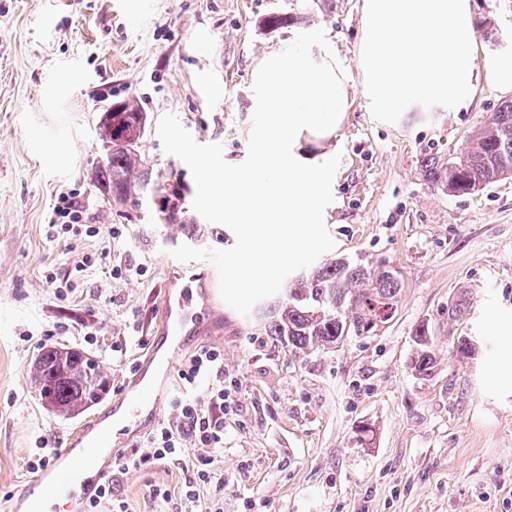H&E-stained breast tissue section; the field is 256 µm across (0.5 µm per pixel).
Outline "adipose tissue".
I'll return each mask as SVG.
<instances>
[{"mask_svg": "<svg viewBox=\"0 0 512 512\" xmlns=\"http://www.w3.org/2000/svg\"><path fill=\"white\" fill-rule=\"evenodd\" d=\"M252 86L265 114L253 140L252 165L218 170L190 160L201 195L241 243L226 262L235 292L244 299L259 292L281 264L297 260L316 237L318 193L331 160L315 148L343 125L353 89L325 38L269 52L256 62Z\"/></svg>", "mask_w": 512, "mask_h": 512, "instance_id": "ef3b65f1", "label": "adipose tissue"}]
</instances>
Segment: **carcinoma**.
<instances>
[{
	"label": "carcinoma",
	"instance_id": "cac0c4a2",
	"mask_svg": "<svg viewBox=\"0 0 512 512\" xmlns=\"http://www.w3.org/2000/svg\"><path fill=\"white\" fill-rule=\"evenodd\" d=\"M146 119L134 99L111 104L100 127L103 157L90 180L102 194L131 209L152 175L137 149ZM425 176L451 196L469 194L512 171V102L492 114L467 148L452 160H422ZM404 288L396 268L385 262L338 258L327 260L288 282L284 296L259 314L264 335L294 354L332 348L350 337L369 336L395 315ZM470 305L460 292L448 305V321L463 317ZM435 329L427 322L414 329L417 346L413 369L424 375L436 366L432 352ZM30 384L52 411L76 416L97 403L109 376L83 351L57 345L41 347L29 373Z\"/></svg>",
	"mask_w": 512,
	"mask_h": 512
}]
</instances>
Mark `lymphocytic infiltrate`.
<instances>
[{
	"instance_id": "lymphocytic-infiltrate-1",
	"label": "lymphocytic infiltrate",
	"mask_w": 512,
	"mask_h": 512,
	"mask_svg": "<svg viewBox=\"0 0 512 512\" xmlns=\"http://www.w3.org/2000/svg\"><path fill=\"white\" fill-rule=\"evenodd\" d=\"M197 394L177 400L176 415L157 427L150 437L148 453H124L115 466L117 474L162 465L171 461L184 463L193 474L181 494V512H196L198 485H212L213 496L208 512H224V478L212 468L206 449L224 446V416L232 411L234 390L224 384V352L215 347L203 348L192 355L180 371ZM199 448L190 456L189 447Z\"/></svg>"
}]
</instances>
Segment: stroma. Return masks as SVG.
Instances as JSON below:
<instances>
[{
  "label": "stroma",
  "mask_w": 512,
  "mask_h": 512,
  "mask_svg": "<svg viewBox=\"0 0 512 512\" xmlns=\"http://www.w3.org/2000/svg\"><path fill=\"white\" fill-rule=\"evenodd\" d=\"M119 0H0V500L37 471L40 438L65 448L116 405L152 343L168 273L206 270L216 324L195 347L224 351L236 382L224 417V512H512V388L497 381L512 340V176L470 194L438 190L424 156H458L469 136L512 101L476 61L469 105L375 119L355 92L347 119L322 149L336 159L323 191L322 244L275 271L242 301L226 290L224 258L236 246L199 196L195 151L209 167L244 166L263 121L251 87L254 63L288 42L329 37L360 84L361 0H143L125 16ZM486 51L512 48V0H476ZM278 14L287 23L267 26ZM140 101L148 116L138 145L158 192L135 210L103 200L89 174L101 154L102 110ZM69 148L56 162V148ZM86 210L84 230L50 225L60 194ZM176 223L164 220L167 212ZM115 237H108V230ZM94 266L76 272L82 255ZM386 260L405 288L376 335L295 356L259 331L255 309L289 279L330 258ZM71 281L60 295L46 278ZM468 291L467 314L448 306ZM437 330L436 367L418 374L414 329ZM474 340L459 358L449 341ZM65 343L93 355L110 377L98 404L52 415L28 372L39 347ZM188 477L168 463L121 475L129 512H159L148 495L164 485L179 512Z\"/></svg>",
  "instance_id": "stroma-1"
}]
</instances>
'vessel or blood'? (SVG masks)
Masks as SVG:
<instances>
[{
	"label": "vessel or blood",
	"instance_id": "vessel-or-blood-1",
	"mask_svg": "<svg viewBox=\"0 0 512 512\" xmlns=\"http://www.w3.org/2000/svg\"><path fill=\"white\" fill-rule=\"evenodd\" d=\"M205 273L186 268L181 279H169L160 310V328L170 343L165 353L150 351L144 364L121 400L131 421L136 426L158 421L162 406L166 403L169 379L176 357L182 350V338L188 334L201 335L208 332L214 316L207 288ZM84 455L98 456L95 445H82L80 439H73L67 448L60 451L40 476L41 481H54L65 476L67 464L75 450ZM111 468L102 465L87 476L78 491H67L56 497L50 512H86L89 501L95 496ZM0 512H38L31 500L30 487H22L7 501L0 504Z\"/></svg>",
	"mask_w": 512,
	"mask_h": 512
}]
</instances>
